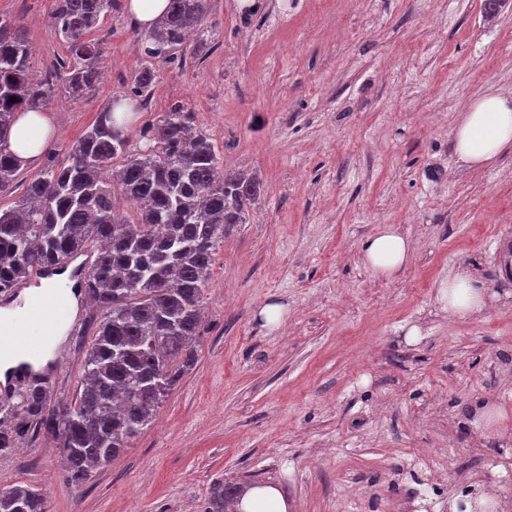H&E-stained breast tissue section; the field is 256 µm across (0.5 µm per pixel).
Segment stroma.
Returning <instances> with one entry per match:
<instances>
[{
	"instance_id": "obj_1",
	"label": "stroma",
	"mask_w": 512,
	"mask_h": 512,
	"mask_svg": "<svg viewBox=\"0 0 512 512\" xmlns=\"http://www.w3.org/2000/svg\"><path fill=\"white\" fill-rule=\"evenodd\" d=\"M55 9L0 0L39 79L67 54ZM137 32L127 10L104 18L99 82L77 101L57 89L55 135L1 209L129 93L146 63ZM188 45L154 60L129 153L181 102L225 167L263 185L214 252L196 363L105 469L69 481L42 433L0 452V488L37 489L46 512H203L222 480L277 487L287 512H448L485 485L512 498V438L466 424L486 400L512 412V152L475 172L452 138L467 102L512 90V5L492 17L484 0H208ZM387 224L415 250L376 279L359 249ZM462 272L495 298L455 318L438 287ZM272 303L287 311L276 328L259 316ZM100 319L85 302L54 349L40 377L51 401L74 400Z\"/></svg>"
}]
</instances>
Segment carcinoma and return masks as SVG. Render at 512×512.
Listing matches in <instances>:
<instances>
[{
	"instance_id": "carcinoma-1",
	"label": "carcinoma",
	"mask_w": 512,
	"mask_h": 512,
	"mask_svg": "<svg viewBox=\"0 0 512 512\" xmlns=\"http://www.w3.org/2000/svg\"><path fill=\"white\" fill-rule=\"evenodd\" d=\"M119 0H58L53 19L70 57L42 79L31 73L32 49L15 25L0 18V189L21 166L4 131L16 114L50 101L55 82L74 99L99 77L100 42L89 38ZM207 0H170L157 29L136 47L149 59L169 58L202 31ZM152 65L131 88L139 97L154 84ZM17 101L12 102L10 98ZM115 101L68 151L26 187L14 207L0 209V292L43 266L93 252L85 293L102 312L87 350L75 401L51 404L38 381L21 387L19 402L0 404V451L30 434L53 436L68 479L80 483L108 466L146 428L177 380L196 363L204 290L213 252L261 196L255 176L224 169L209 137L193 127V112L174 104L143 132L144 148L127 154L129 134L116 123ZM121 159L112 179L104 172ZM122 196L130 211L117 214ZM244 493L219 482L204 512H228ZM0 512H45L28 486L0 489Z\"/></svg>"
}]
</instances>
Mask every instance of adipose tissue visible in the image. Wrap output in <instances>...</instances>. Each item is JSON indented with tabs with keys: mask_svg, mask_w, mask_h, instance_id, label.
<instances>
[{
	"mask_svg": "<svg viewBox=\"0 0 512 512\" xmlns=\"http://www.w3.org/2000/svg\"><path fill=\"white\" fill-rule=\"evenodd\" d=\"M53 130V120L47 112L25 111L17 114L6 141L10 150L27 163L42 153ZM452 136L459 158L476 167L485 166L501 153L512 150V95L492 89L473 100L461 113ZM412 251L410 238L391 224L383 226L361 245L362 261L377 277H390L400 272L406 267ZM65 282V277L60 276L26 289V302L35 297L58 301L66 306L67 316L55 322L49 346L39 352L11 349L0 339V379L4 378L6 370L22 362L30 363L38 370L49 364L52 345L64 338L70 318L77 314L78 303ZM491 297L485 283L467 273L442 281L438 289L440 304L454 316L484 310ZM26 302L21 306L0 308V336L26 315Z\"/></svg>",
	"mask_w": 512,
	"mask_h": 512,
	"instance_id": "adipose-tissue-1",
	"label": "adipose tissue"
}]
</instances>
